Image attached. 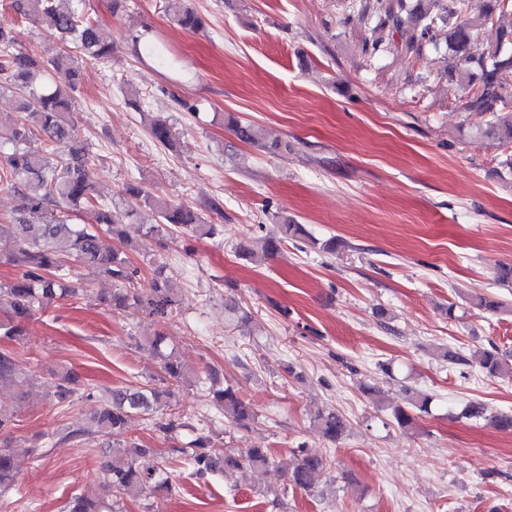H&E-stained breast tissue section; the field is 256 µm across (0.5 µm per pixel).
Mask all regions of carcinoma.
<instances>
[{
	"label": "carcinoma",
	"instance_id": "cac0c4a2",
	"mask_svg": "<svg viewBox=\"0 0 512 512\" xmlns=\"http://www.w3.org/2000/svg\"><path fill=\"white\" fill-rule=\"evenodd\" d=\"M11 5L41 30L59 39L75 38L87 59H102L109 46L97 35L94 25L83 18L70 0H11ZM512 8V0H483L488 20ZM466 0H391L382 24L401 30L406 21L418 17L425 21L420 39L434 41L438 23L448 26L446 33V69L448 77L461 87L466 110L486 117L487 133L512 144V29L497 30L495 42L474 45L467 22L463 19ZM172 23L186 31L203 28V17L193 9L176 14ZM12 33L0 28V99L10 95L18 114L12 126L0 130V183L14 190L17 205L13 214L0 223V240L12 243L9 262L18 272L9 281H0V339L13 341L25 335L26 323L39 308L71 297L88 296V289L74 284L84 274L112 279L115 288L106 303L114 307L136 308L164 322L171 319L180 300L166 278L154 281L147 294L134 287L138 269L131 265L122 230L124 219L133 215L119 213L112 204L99 199L88 149L72 136L74 122L72 92L79 79L78 57L60 55L49 60L15 48ZM236 135L243 141L258 143L260 131L252 125L231 120ZM153 140L165 148L176 143V132L166 120L156 118L150 124ZM45 137V146H30L33 135ZM126 193L158 213L159 223L149 233L160 239L174 230L191 237L215 234L190 206L158 200L142 188L129 185ZM81 205L93 212L94 224H73L68 210ZM108 234L119 245L103 247L101 236ZM151 355L170 379L183 382L186 374L175 352L165 345L163 334L147 341ZM440 357L452 364L476 365L488 377L512 375V364L495 347L477 349L471 357L443 349ZM30 375L16 361L11 351L0 349V386L23 389ZM79 396L91 406V421L103 443L114 442L124 451L106 457L102 469L118 493H165L172 489L169 479L155 460L154 451L125 439L128 421L134 416L148 420L164 437L172 436L187 423L170 408L171 392L152 386L130 390L114 388L110 396L97 398L84 388L78 374L67 372L56 378L54 398L59 403ZM205 400L222 411L229 423L246 428L254 419L253 410L230 387H208ZM433 397L417 389H404L403 404L394 407L393 420L401 427L413 425L415 412H426ZM468 419L490 421L495 428L512 433V414L490 413L485 404L469 402L462 410ZM315 423L325 440L335 442L348 432V420L336 409L317 410ZM190 474L204 479L218 472L264 469L278 479L304 490L313 488L316 475L327 459L298 448L299 459L290 471L281 470L267 448L244 449L237 456H226L203 434L181 448ZM17 464L10 449L0 446V494L17 482ZM67 512H118L88 493L70 498Z\"/></svg>",
	"mask_w": 512,
	"mask_h": 512
}]
</instances>
